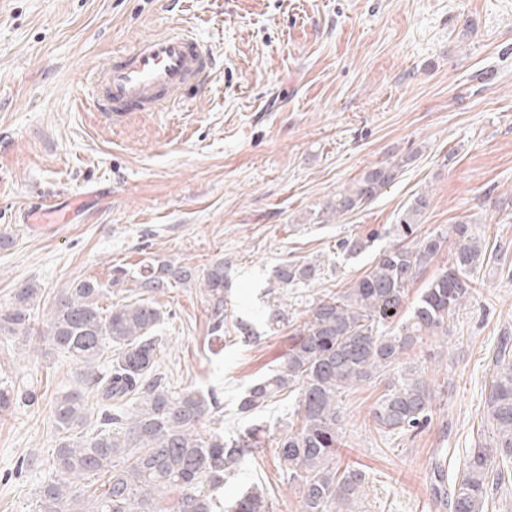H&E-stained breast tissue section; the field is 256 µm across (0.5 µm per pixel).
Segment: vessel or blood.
<instances>
[{
    "label": "vessel or blood",
    "mask_w": 512,
    "mask_h": 512,
    "mask_svg": "<svg viewBox=\"0 0 512 512\" xmlns=\"http://www.w3.org/2000/svg\"><path fill=\"white\" fill-rule=\"evenodd\" d=\"M215 65L193 36L161 32L132 48L114 52L95 78V103L112 126H123L135 112H160L190 87H202Z\"/></svg>",
    "instance_id": "obj_1"
}]
</instances>
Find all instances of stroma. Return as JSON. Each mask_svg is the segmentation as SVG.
<instances>
[{
	"label": "stroma",
	"instance_id": "stroma-1",
	"mask_svg": "<svg viewBox=\"0 0 512 512\" xmlns=\"http://www.w3.org/2000/svg\"><path fill=\"white\" fill-rule=\"evenodd\" d=\"M189 29L217 59L203 87L164 112L115 128L87 78L113 52L162 31ZM408 157L371 203L340 219L317 213L368 166ZM431 205L422 233L462 220L493 258L474 295L408 354L436 391L431 423L387 436L371 410V381L343 399L340 466L370 473L349 512H447L430 493L442 463L455 476L487 432L484 406L502 337L512 338V0H0V307L33 281L41 309L84 278L112 282L116 267L229 262L222 332L211 333L202 288L154 294L168 317L159 370L173 390L216 392L204 426L232 440L262 425L266 445L246 454L217 510L249 487L272 512H299L274 444L293 418L281 395L259 413L238 404L290 343L269 329L272 297L301 321L314 300L347 288L373 259L337 254L339 241L386 229L419 193ZM79 202L64 224H32L40 203ZM320 262L319 279L280 289L284 262ZM246 321L258 337L245 341ZM0 385L34 389V404L0 411V512H32L57 430L52 405L79 370L32 334L0 342ZM37 466L19 468L20 458Z\"/></svg>",
	"mask_w": 512,
	"mask_h": 512
}]
</instances>
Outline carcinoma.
I'll return each instance as SVG.
<instances>
[{"instance_id": "carcinoma-1", "label": "carcinoma", "mask_w": 512, "mask_h": 512, "mask_svg": "<svg viewBox=\"0 0 512 512\" xmlns=\"http://www.w3.org/2000/svg\"><path fill=\"white\" fill-rule=\"evenodd\" d=\"M406 160L375 165L333 195L322 214L339 219L376 199L399 175ZM430 205L417 195L392 228L394 241L379 250L364 274L336 295L315 300L304 321L293 324L292 341L276 368L251 385L238 410L255 414L282 392L297 393L293 416L298 428L275 441L283 480L298 486L300 512H347L369 473L336 465L344 412L341 394L386 377L371 416L378 429L408 434L432 418L434 389L404 354L425 336L448 335V317L472 297L473 276L486 261L487 248L462 221L451 233L457 248L448 266L430 281L408 315H401L406 292L444 250L449 231L412 238ZM372 238L340 241L337 249L355 257ZM220 258L200 275L166 262L137 270L116 268L112 287L132 285L158 293L199 280L211 307V331L224 328V292L230 289ZM321 275L315 263L286 262L275 270L280 288L307 286ZM107 292L94 278L61 290L45 314L48 345L79 366L82 387L59 395L52 415L58 437L49 479L36 492L34 512H214L215 492L240 459L263 447L260 427L236 440L201 434L197 426L221 410L214 392L173 391L158 371L161 347L156 329L165 312L144 299L99 304ZM40 289H15L11 306L0 309V335H29ZM37 400L33 390L19 395L0 389V410ZM486 420L491 437L469 449L460 476L447 482L434 468L433 493L450 512H488L489 500L512 476V345L504 338L495 355ZM106 476L93 487L95 479ZM231 512H270L268 492L257 486L234 503Z\"/></svg>"}]
</instances>
